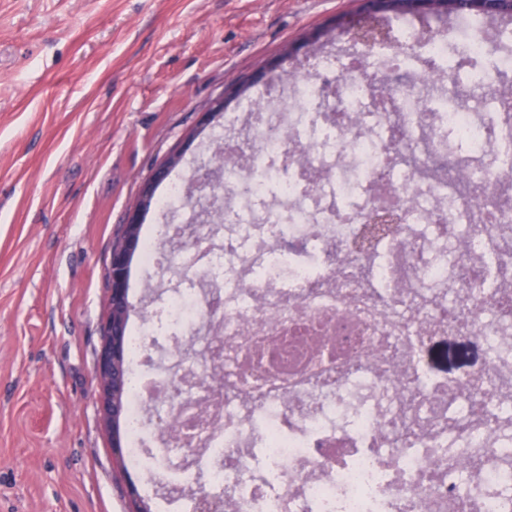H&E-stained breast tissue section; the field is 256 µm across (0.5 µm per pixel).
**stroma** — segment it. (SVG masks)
<instances>
[{"mask_svg": "<svg viewBox=\"0 0 512 512\" xmlns=\"http://www.w3.org/2000/svg\"><path fill=\"white\" fill-rule=\"evenodd\" d=\"M359 0H0V512H133L98 413L113 240L172 151L207 160L200 114L238 81L343 74ZM320 39H312V32ZM479 367L475 342L433 350Z\"/></svg>", "mask_w": 512, "mask_h": 512, "instance_id": "1", "label": "stroma"}]
</instances>
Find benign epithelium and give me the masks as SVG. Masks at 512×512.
Returning <instances> with one entry per match:
<instances>
[{
    "label": "benign epithelium",
    "mask_w": 512,
    "mask_h": 512,
    "mask_svg": "<svg viewBox=\"0 0 512 512\" xmlns=\"http://www.w3.org/2000/svg\"><path fill=\"white\" fill-rule=\"evenodd\" d=\"M372 12L381 14H403L424 17L428 15L448 16V13L469 11L476 13L512 14V0H369ZM350 38L361 48V56L372 53L375 41L391 48L395 39L391 33L375 32L374 24L367 20L357 24H346ZM233 97H220L205 112L201 113L200 128L204 129L217 122L232 102ZM182 153L170 155L153 176L140 185L136 202L130 208L124 230L118 243L112 247L107 266L109 282V310L104 325L105 339L96 362V381L99 395V410L103 423L112 433V455L123 458V440L117 433L124 417L125 407L122 390L125 377V349L122 336L125 335L127 320L132 310L129 300L127 271L130 260L139 251L141 239L140 224L149 213L157 185L176 168Z\"/></svg>",
    "instance_id": "7a95c632"
}]
</instances>
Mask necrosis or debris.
Segmentation results:
<instances>
[{
    "instance_id": "1",
    "label": "necrosis or debris",
    "mask_w": 512,
    "mask_h": 512,
    "mask_svg": "<svg viewBox=\"0 0 512 512\" xmlns=\"http://www.w3.org/2000/svg\"><path fill=\"white\" fill-rule=\"evenodd\" d=\"M332 85L360 116L320 110ZM488 102L478 120L409 84L383 103L351 71L301 78L291 103L308 142L262 107L223 143L269 199L264 223L225 222L215 249L191 183L159 196L178 221L142 265L155 288L175 266L191 280L129 334L130 461L151 490L167 480L153 512L178 496L199 512L201 478L212 512H512V336L498 327L512 318L498 197L512 169L490 159L501 126ZM449 134L480 160L487 205L436 178L433 144ZM377 205L398 217L384 235L365 222ZM443 336L481 340L485 363L434 373L424 354Z\"/></svg>"
}]
</instances>
